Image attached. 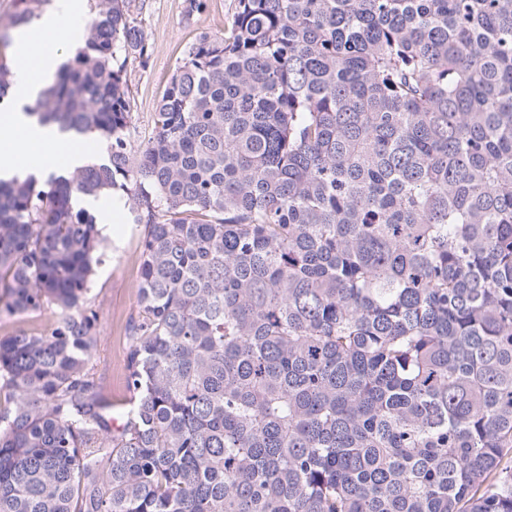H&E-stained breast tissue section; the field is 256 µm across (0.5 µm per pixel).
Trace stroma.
I'll list each match as a JSON object with an SVG mask.
<instances>
[{
    "label": "stroma",
    "instance_id": "stroma-1",
    "mask_svg": "<svg viewBox=\"0 0 512 512\" xmlns=\"http://www.w3.org/2000/svg\"><path fill=\"white\" fill-rule=\"evenodd\" d=\"M143 28L149 52L145 59L127 66V79L134 99L136 124L141 134L152 130L156 104L187 48L201 33L220 38L232 15L236 0H205L203 12L185 15V0H142ZM102 234L112 249L98 268L93 293L99 313L102 344L98 368L112 383L115 398H125L122 374L126 356L125 325L136 306L140 281L138 235L123 207H115L109 222L101 224Z\"/></svg>",
    "mask_w": 512,
    "mask_h": 512
}]
</instances>
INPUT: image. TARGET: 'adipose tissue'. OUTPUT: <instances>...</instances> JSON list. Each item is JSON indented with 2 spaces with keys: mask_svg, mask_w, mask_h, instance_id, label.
Here are the masks:
<instances>
[{
  "mask_svg": "<svg viewBox=\"0 0 512 512\" xmlns=\"http://www.w3.org/2000/svg\"><path fill=\"white\" fill-rule=\"evenodd\" d=\"M86 0H54L35 27L20 36L24 53L13 71L5 98L12 111L0 114V178H43L59 162L82 165L85 155L52 125L39 124L25 115L24 105L52 83L61 65L81 47Z\"/></svg>",
  "mask_w": 512,
  "mask_h": 512,
  "instance_id": "1",
  "label": "adipose tissue"
}]
</instances>
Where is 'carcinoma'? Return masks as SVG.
<instances>
[{
    "instance_id": "obj_1",
    "label": "carcinoma",
    "mask_w": 512,
    "mask_h": 512,
    "mask_svg": "<svg viewBox=\"0 0 512 512\" xmlns=\"http://www.w3.org/2000/svg\"><path fill=\"white\" fill-rule=\"evenodd\" d=\"M141 11L90 0L28 108L107 160L0 179V314L48 316L0 336V512H512V0H236L140 141ZM119 197L120 193L114 192L106 204L100 203L93 211L101 233L112 240V249L97 269L92 295L96 296L98 330L102 336L98 369L112 382V396L124 399L127 396L122 382L126 356L125 325L136 306L140 271L138 235L134 231V224H130L123 206L118 205L112 211V199L115 204ZM104 206H110L109 221L100 219Z\"/></svg>"
}]
</instances>
